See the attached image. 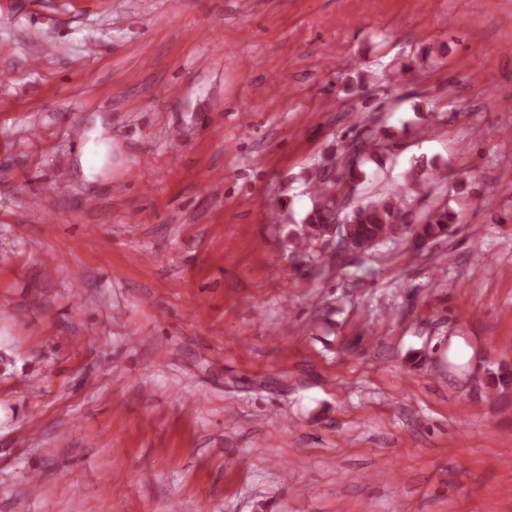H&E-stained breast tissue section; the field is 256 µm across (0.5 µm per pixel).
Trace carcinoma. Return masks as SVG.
Returning <instances> with one entry per match:
<instances>
[{
    "mask_svg": "<svg viewBox=\"0 0 512 512\" xmlns=\"http://www.w3.org/2000/svg\"><path fill=\"white\" fill-rule=\"evenodd\" d=\"M387 148L389 145L374 134L358 137L340 152L344 160L339 172L332 174L321 167L315 170L309 178L313 205L301 219V244L304 248L325 237L329 225L338 220L345 224L346 234L364 250L403 235L431 241L448 234L456 215L444 205L432 207L416 216L400 199L373 195L360 202H351L342 212H337L339 195L346 190L354 194L366 181L362 165L370 161L379 162ZM442 178L436 169L424 178L417 174L411 177V188L428 195Z\"/></svg>",
    "mask_w": 512,
    "mask_h": 512,
    "instance_id": "1",
    "label": "carcinoma"
}]
</instances>
